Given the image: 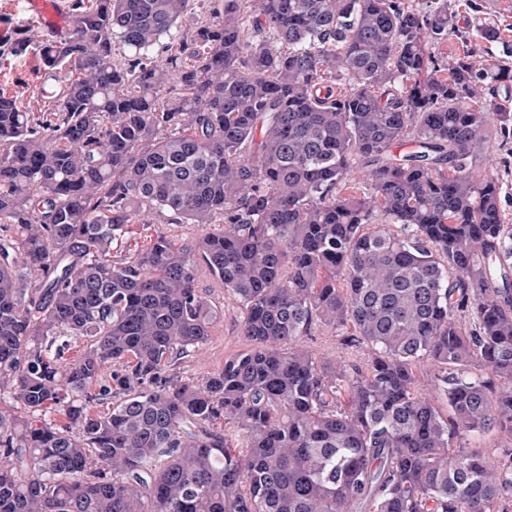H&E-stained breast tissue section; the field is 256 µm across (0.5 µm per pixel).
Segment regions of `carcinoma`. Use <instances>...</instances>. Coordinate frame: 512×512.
Listing matches in <instances>:
<instances>
[{
    "label": "carcinoma",
    "mask_w": 512,
    "mask_h": 512,
    "mask_svg": "<svg viewBox=\"0 0 512 512\" xmlns=\"http://www.w3.org/2000/svg\"><path fill=\"white\" fill-rule=\"evenodd\" d=\"M189 2L70 0L72 36L0 47L77 74L0 95V512H512V112L469 106L512 71L431 52L448 0H210L157 59ZM159 213L203 234L112 255ZM201 269L250 348L198 383ZM334 330L319 327L313 330L312 335L305 339V344L310 350L329 358L341 356L348 361L363 366L366 356L356 347L344 344V336H337Z\"/></svg>",
    "instance_id": "cac0c4a2"
}]
</instances>
